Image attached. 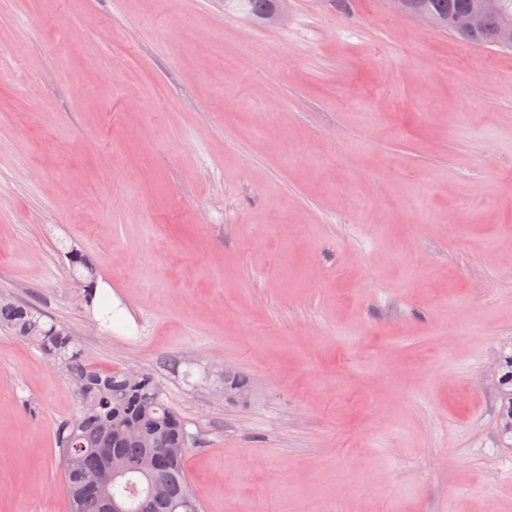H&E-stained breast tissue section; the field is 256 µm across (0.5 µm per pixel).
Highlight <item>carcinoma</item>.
I'll use <instances>...</instances> for the list:
<instances>
[{
	"label": "carcinoma",
	"mask_w": 512,
	"mask_h": 512,
	"mask_svg": "<svg viewBox=\"0 0 512 512\" xmlns=\"http://www.w3.org/2000/svg\"><path fill=\"white\" fill-rule=\"evenodd\" d=\"M254 20L264 22L282 0H236ZM473 0H412V11L449 30L451 20ZM459 39L492 47L496 21L487 20L475 34ZM75 277L86 283L84 303L93 308L94 273L82 254L68 251ZM0 329L29 343L49 359L72 386L77 409L55 430L63 460V485L70 512H104V496L135 503L148 492L154 475L164 478L166 492L151 500L149 512H202L191 491L185 460L190 436L183 417L162 398L147 371L132 380L124 371H104L85 358L72 333L30 304L0 300ZM499 437L512 448V351L500 353L495 371Z\"/></svg>",
	"instance_id": "carcinoma-1"
}]
</instances>
